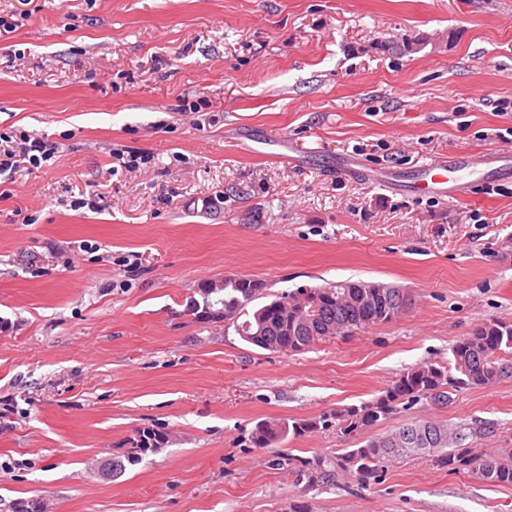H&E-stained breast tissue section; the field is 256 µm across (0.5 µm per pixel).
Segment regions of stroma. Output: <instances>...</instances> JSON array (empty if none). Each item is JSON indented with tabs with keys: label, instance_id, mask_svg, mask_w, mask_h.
Wrapping results in <instances>:
<instances>
[{
	"label": "stroma",
	"instance_id": "1",
	"mask_svg": "<svg viewBox=\"0 0 512 512\" xmlns=\"http://www.w3.org/2000/svg\"><path fill=\"white\" fill-rule=\"evenodd\" d=\"M0 134L54 144L0 175V512H512V486L426 459L303 491L274 468L359 447L321 428L255 448L258 422L370 400L512 322V179L451 202L366 184L512 154V0H0ZM411 50L397 52V45ZM152 161L131 169L113 154ZM97 210L74 208L80 190ZM229 274L275 291L376 280L393 322L296 354L190 305ZM411 417L485 426L512 453V376ZM156 450L117 476L143 429Z\"/></svg>",
	"mask_w": 512,
	"mask_h": 512
}]
</instances>
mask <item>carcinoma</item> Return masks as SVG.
<instances>
[{
    "instance_id": "carcinoma-1",
    "label": "carcinoma",
    "mask_w": 512,
    "mask_h": 512,
    "mask_svg": "<svg viewBox=\"0 0 512 512\" xmlns=\"http://www.w3.org/2000/svg\"><path fill=\"white\" fill-rule=\"evenodd\" d=\"M364 282L336 281L326 285L275 292L259 279L224 276L222 296L204 299L192 310L206 315L212 306L222 307L233 319L231 326L249 345L278 352L299 353L320 341L350 336L387 324L406 308L404 290L377 281L375 298L368 306L358 304ZM512 376V322L489 319L477 325L451 348L448 360L409 367L399 373L382 393L359 405H351L317 419H294L258 423L250 442L257 448L281 443L288 435L336 424L343 433L359 435L380 422L390 420L422 400L444 406L464 388L487 387ZM467 434L433 419H411L393 430L372 437L366 444L348 448L336 456L318 454L298 459L292 470L307 477L304 489L333 485L338 477L357 478L366 487L382 479L388 463L404 458L428 456L453 473H471L499 485H512V458L489 455L463 445ZM146 444L130 449L112 466L136 465Z\"/></svg>"
}]
</instances>
